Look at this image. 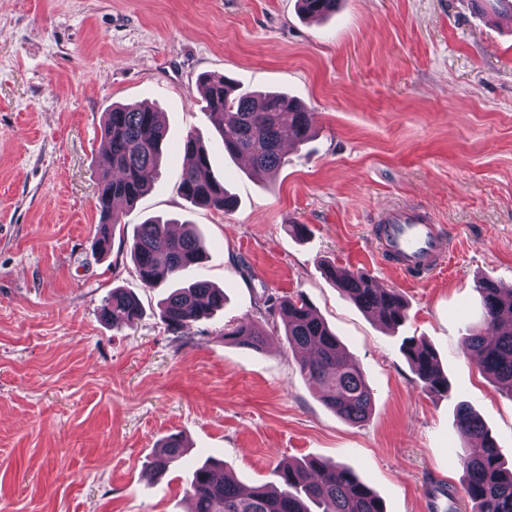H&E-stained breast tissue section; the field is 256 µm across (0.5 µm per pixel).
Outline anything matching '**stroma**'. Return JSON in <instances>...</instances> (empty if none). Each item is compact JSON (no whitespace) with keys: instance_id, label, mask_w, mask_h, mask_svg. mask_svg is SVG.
<instances>
[{"instance_id":"35a3bbf8","label":"stroma","mask_w":512,"mask_h":512,"mask_svg":"<svg viewBox=\"0 0 512 512\" xmlns=\"http://www.w3.org/2000/svg\"><path fill=\"white\" fill-rule=\"evenodd\" d=\"M222 75L315 114L313 138L268 180L225 155L200 109L201 79ZM144 101L164 112L161 176L119 207L125 232L102 254L103 114ZM191 133L233 212L180 196ZM394 203L428 209L451 239L426 277L401 275L374 239ZM153 216L195 225L207 257L185 278L226 294L175 333L159 317L168 285L144 287L130 259ZM329 264L399 291L405 324L358 309ZM484 276L512 288V16L494 0H340L321 21L297 0H0V512H188L186 469L142 476L173 434L245 487L309 459L352 470L385 512H448L446 490L465 481L450 463L458 404L512 458V399L463 344L483 322ZM116 287L144 306L134 328L102 317ZM297 293L364 373L366 422L319 400L285 336L258 350L225 340L268 296ZM407 337L435 350L449 394L421 389Z\"/></svg>"}]
</instances>
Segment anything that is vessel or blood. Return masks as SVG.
Instances as JSON below:
<instances>
[{
  "instance_id": "b4317fda",
  "label": "vessel or blood",
  "mask_w": 512,
  "mask_h": 512,
  "mask_svg": "<svg viewBox=\"0 0 512 512\" xmlns=\"http://www.w3.org/2000/svg\"><path fill=\"white\" fill-rule=\"evenodd\" d=\"M384 252L406 277L432 271L448 250V241L424 210L410 206L384 209L379 218Z\"/></svg>"
}]
</instances>
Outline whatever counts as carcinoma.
Here are the masks:
<instances>
[{
  "instance_id": "carcinoma-1",
  "label": "carcinoma",
  "mask_w": 512,
  "mask_h": 512,
  "mask_svg": "<svg viewBox=\"0 0 512 512\" xmlns=\"http://www.w3.org/2000/svg\"><path fill=\"white\" fill-rule=\"evenodd\" d=\"M297 2L301 13L320 18L335 12L338 0ZM203 84L202 110L218 117L216 129L224 151L247 161L256 176H268L286 164L282 151L285 136L296 143L310 137L313 113L285 94L242 90L222 77H206ZM165 137L163 113L151 106L114 104L104 113L101 138L110 168L99 179L97 203L102 219L95 240L99 252L110 250L112 233L119 224L114 200L120 198L132 207L157 182ZM183 151L192 158V165L181 176L183 198L196 206L232 211L235 200L215 178L200 136L187 135ZM130 255L141 283L154 288L200 265L203 249L192 230L175 235L170 223L147 220L136 227ZM327 276L352 303L376 315L386 328L395 331L406 321V306L397 290L376 286L363 273L333 266ZM479 290L484 303L483 327L466 336L465 346L480 373L512 396V288H501L487 278L479 282ZM223 306L224 290L197 278L164 299L161 319L168 331L176 333L184 324L207 318ZM266 311L271 317L280 313L288 344L308 352L299 364L300 371L324 405L351 424L366 421L372 412L371 389L306 298L271 296ZM142 315L139 299L124 288L112 289L103 306V317L118 328L134 327ZM267 336L250 316L224 326V340L251 349L261 348ZM402 351L426 392L448 393V377L430 345L407 337ZM456 417L462 433L478 441L480 450L462 448L453 454V464L464 471L466 481L460 491L448 494V499L460 498L471 504L470 512H512V468L505 467L503 455L479 415L461 404ZM185 453L180 437L165 439L145 479L151 482L162 476ZM277 475L278 487L260 485L244 491L223 466L204 462L191 468L187 493L195 512H384L379 497L344 466L313 460L286 462Z\"/></svg>"
}]
</instances>
